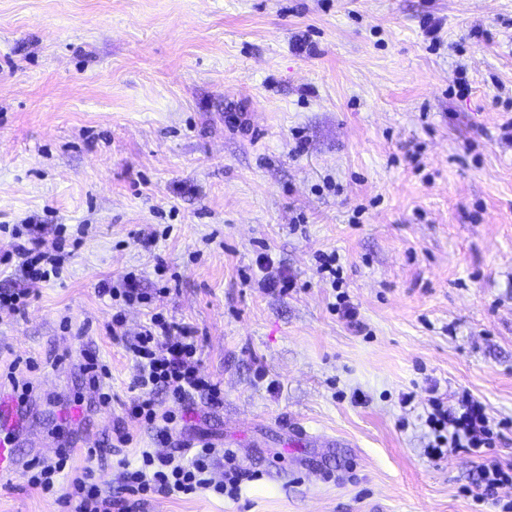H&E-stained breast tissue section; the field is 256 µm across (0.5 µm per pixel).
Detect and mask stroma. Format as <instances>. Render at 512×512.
<instances>
[{"instance_id": "obj_1", "label": "stroma", "mask_w": 512, "mask_h": 512, "mask_svg": "<svg viewBox=\"0 0 512 512\" xmlns=\"http://www.w3.org/2000/svg\"><path fill=\"white\" fill-rule=\"evenodd\" d=\"M507 99L512 0H0V251L24 224L80 241L60 279L0 270V289L33 292L0 310V397L31 387L16 451L51 462L59 437L72 457L50 494L0 477V512H68L84 467L109 486L120 461L166 453L128 414L118 310L130 337L155 312L195 328L224 402L192 400L175 441L232 449L247 474L237 498L135 512H495L470 493L472 455L424 449L432 383L445 408L467 391L512 420ZM263 256L297 289L246 285ZM130 272L139 302L98 296ZM316 272L322 279H329L335 288H341L343 282V268L339 264L336 253H320L317 258Z\"/></svg>"}]
</instances>
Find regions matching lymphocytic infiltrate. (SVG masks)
Returning a JSON list of instances; mask_svg holds the SVG:
<instances>
[{
  "label": "lymphocytic infiltrate",
  "instance_id": "lymphocytic-infiltrate-1",
  "mask_svg": "<svg viewBox=\"0 0 512 512\" xmlns=\"http://www.w3.org/2000/svg\"><path fill=\"white\" fill-rule=\"evenodd\" d=\"M62 225H28L26 231H13L9 249L0 255V265L17 264L34 284L60 278L58 251L64 247ZM128 349L139 372L133 382L135 395L130 412L135 420L146 423L157 437L168 441L178 416L172 411H159L154 394L167 392L178 405L204 396L213 406L224 401L220 383L202 374L198 340L193 330L162 314H153ZM426 422L433 439L429 445L432 457L443 456L445 450H462L478 459L476 500H492L499 512H512V499L498 498L502 486L512 484V463L492 457L491 451L503 439L504 423L495 421L486 405L470 394H463L455 411L444 410L438 398H431ZM213 448L200 444L191 460L182 455L156 456L143 452L139 466H124L113 488H103L90 476L75 478L63 496L73 512H132L133 497L153 494L192 495L210 490L231 498L237 497L244 477L232 450L224 452V477L215 479L210 466Z\"/></svg>",
  "mask_w": 512,
  "mask_h": 512
}]
</instances>
